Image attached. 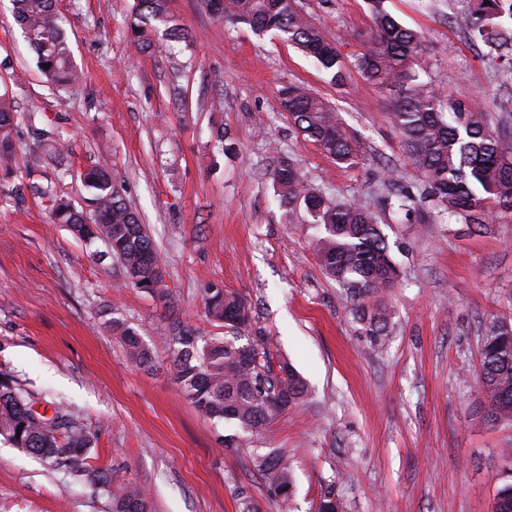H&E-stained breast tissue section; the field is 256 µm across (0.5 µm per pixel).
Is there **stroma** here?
Instances as JSON below:
<instances>
[{
    "label": "stroma",
    "mask_w": 512,
    "mask_h": 512,
    "mask_svg": "<svg viewBox=\"0 0 512 512\" xmlns=\"http://www.w3.org/2000/svg\"><path fill=\"white\" fill-rule=\"evenodd\" d=\"M134 4L57 0L83 78L56 91L0 0V94L18 114L17 153L0 178V372L68 403L97 435L91 465L146 486L154 512H241L242 487L260 512H280L257 450L292 464V512H315L331 482L347 512H492L512 483V423L486 418L477 373L488 322H512V220L469 233L380 213L401 277L384 295L389 334L377 343L318 265L311 215L280 208L268 179L286 155L309 186L371 209L389 178L419 187L391 120L396 92L352 66L373 27L368 0H297L347 65L340 83L275 33L217 18L205 0H170L189 40L171 42L161 25L142 51L129 29ZM383 6L422 34L421 82L512 112V70L457 24L463 0ZM292 84L341 113L360 145L355 164L298 133L280 105ZM44 125L66 141L63 166L32 162ZM102 160L159 251L168 303L100 259L104 242L50 221L45 189L84 207L80 175ZM213 283L250 297L272 351L309 387L301 406L233 452L218 441L230 426L185 399L159 344L172 314L224 335L205 315ZM116 319L155 344L158 370L129 359ZM0 512H110V501L0 438Z\"/></svg>",
    "instance_id": "35a3bbf8"
}]
</instances>
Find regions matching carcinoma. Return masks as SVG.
<instances>
[{
	"label": "carcinoma",
	"mask_w": 512,
	"mask_h": 512,
	"mask_svg": "<svg viewBox=\"0 0 512 512\" xmlns=\"http://www.w3.org/2000/svg\"><path fill=\"white\" fill-rule=\"evenodd\" d=\"M12 2L45 82L60 88L77 83L80 71L73 62L65 21L55 9V0ZM369 3L373 29L353 66L381 89L403 90L392 118L408 159L423 176L420 200L392 182L380 205L408 218L414 215L419 224H464L473 232L512 216V147L504 144L508 121H493L479 104L422 89L417 82L421 34L400 24L383 8V0ZM207 6L215 16L245 24L258 34L277 33L332 73V80L345 78L336 44L309 23L295 0H207ZM157 23L170 25L176 41L189 37L183 28L171 24L169 0H137L130 22L134 36H145ZM457 23L475 41L498 50L512 46V0H468ZM280 96L281 107L304 139L340 164L356 162L358 142L339 112L302 86L285 87ZM15 119L1 95L0 162L14 155L11 130ZM269 178L280 205L291 210L302 202L315 218L320 228L313 239L318 264L354 297L380 294L398 281L400 270L375 212L353 201H335L307 191L303 175L291 160L280 161ZM81 179L92 216L49 191L52 221L66 225L84 242L103 241L134 287L169 302L158 277L159 254L138 215L112 182L111 173L96 165L82 173ZM205 304L208 316L224 324L226 335L205 336L176 319L165 336V349L182 394L204 417L234 426L236 433L224 436L222 445L227 450L237 449L241 435L257 432L299 406L308 385L288 361L273 354L270 337L256 320L249 298L213 284L206 289ZM355 317L374 341L388 335V313L382 303L372 308L358 304ZM113 329L120 331L133 362L146 369L155 367L153 349L132 328L115 320ZM242 339L246 343H240ZM478 379L489 403L488 417L512 422V323L489 322ZM33 401V395L0 374L1 437L50 468L109 494L111 512H151L143 488L125 481L110 467L90 466L97 435L70 409L57 405L50 418L21 422L23 407ZM254 461L267 488L294 487L293 468L284 455L257 452ZM317 512H345L334 485H327L321 493Z\"/></svg>",
	"instance_id": "obj_1"
}]
</instances>
